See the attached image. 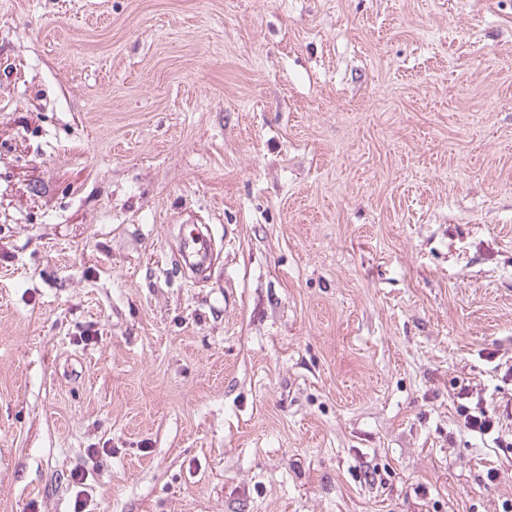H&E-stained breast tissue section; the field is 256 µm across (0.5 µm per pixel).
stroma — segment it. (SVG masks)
<instances>
[{
	"label": "stroma",
	"instance_id": "1",
	"mask_svg": "<svg viewBox=\"0 0 512 512\" xmlns=\"http://www.w3.org/2000/svg\"><path fill=\"white\" fill-rule=\"evenodd\" d=\"M508 363L512 0H0V512H504ZM201 235L200 231L196 230V236H192V232L190 236L186 235L182 238V249L183 252L181 254L186 265L194 268L196 271L203 273L209 267L208 262V254L205 248L199 245L198 237ZM460 416L466 430L484 437L496 434L493 437L495 443H502L506 436L511 438V423H506L505 418L511 421L512 408L507 405L501 410L499 406L491 405L485 399H478L474 407L464 406L463 411L460 410Z\"/></svg>",
	"mask_w": 512,
	"mask_h": 512
}]
</instances>
